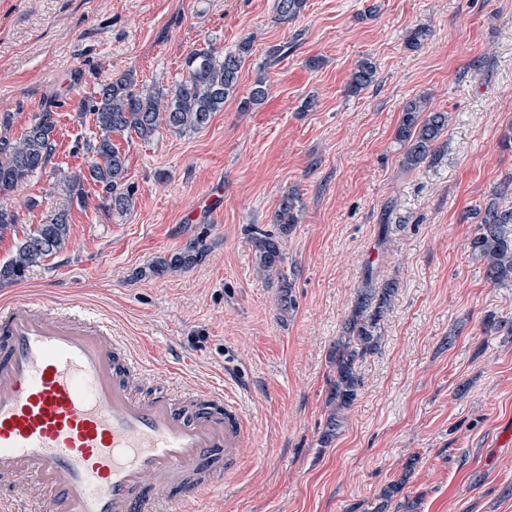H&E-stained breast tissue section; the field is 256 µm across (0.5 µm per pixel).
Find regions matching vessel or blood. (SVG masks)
<instances>
[{
    "instance_id": "1",
    "label": "vessel or blood",
    "mask_w": 512,
    "mask_h": 512,
    "mask_svg": "<svg viewBox=\"0 0 512 512\" xmlns=\"http://www.w3.org/2000/svg\"><path fill=\"white\" fill-rule=\"evenodd\" d=\"M109 319L43 296L0 305V512H178L235 480L239 396L166 377Z\"/></svg>"
}]
</instances>
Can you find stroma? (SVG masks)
<instances>
[{
    "label": "stroma",
    "instance_id": "35a3bbf8",
    "mask_svg": "<svg viewBox=\"0 0 512 512\" xmlns=\"http://www.w3.org/2000/svg\"><path fill=\"white\" fill-rule=\"evenodd\" d=\"M274 2L0 0V113L17 136L37 113L56 118L51 169L6 201L18 224L0 261L55 210L70 221L68 247L0 287V300H81L180 383L239 393L254 439L237 478L182 512H362L401 478L413 512H512V335L484 326L512 315V284L489 282L467 249L474 207L512 173L501 145L512 0H307L287 23ZM418 27L430 35L408 48ZM248 37L238 89L204 128L114 136L130 211H112L90 183L85 206L70 203L56 172L84 166L79 146L95 129L80 101L127 71L170 92L190 51H233ZM279 45L287 55L269 63ZM364 59L377 79L355 94L349 77ZM261 75L265 103L241 111ZM420 95L449 126L433 159L407 170L395 135ZM289 193L300 215L283 243L296 299L284 313L253 238L277 232ZM197 236L208 245L199 264L144 276ZM369 269L397 291L345 424L324 445L329 353Z\"/></svg>",
    "mask_w": 512,
    "mask_h": 512
}]
</instances>
